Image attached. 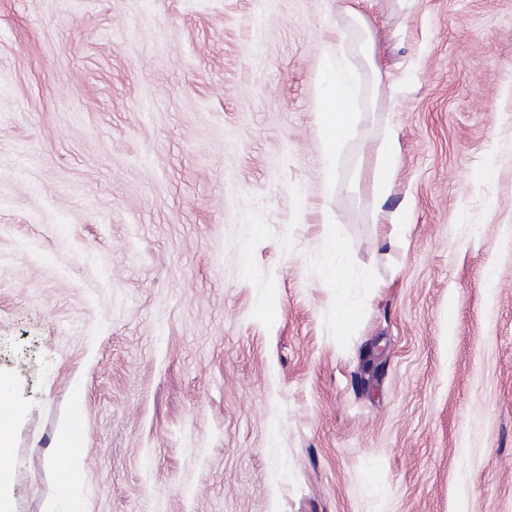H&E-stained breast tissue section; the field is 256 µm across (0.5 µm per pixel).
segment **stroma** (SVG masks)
<instances>
[{"label": "stroma", "instance_id": "35a3bbf8", "mask_svg": "<svg viewBox=\"0 0 512 512\" xmlns=\"http://www.w3.org/2000/svg\"><path fill=\"white\" fill-rule=\"evenodd\" d=\"M0 382L14 512H512V0H0ZM342 52V40L336 34V48L333 42H328L324 50L327 60L325 71L328 79L323 95L317 103L330 159H333L340 139L355 120L354 112H349L348 105L356 98V84L351 73L342 66L340 60ZM398 163V146L393 134H389L379 148L378 166L374 187L375 206L380 210L392 189V173ZM386 170V174L381 171ZM7 388L0 385V489L12 479L10 461L13 456L12 432L15 405L8 398ZM3 396V398H2ZM71 426L76 435L83 434V425L80 420H74L69 423L57 434L55 452L60 460L66 463V472L70 475L68 488L61 493L67 512H84L85 509L82 499L77 493V489L82 480V473L74 465V460L79 456L80 442H74L71 436Z\"/></svg>", "mask_w": 512, "mask_h": 512}]
</instances>
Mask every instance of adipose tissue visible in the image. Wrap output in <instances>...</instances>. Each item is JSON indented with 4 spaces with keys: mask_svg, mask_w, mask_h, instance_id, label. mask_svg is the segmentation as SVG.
I'll return each instance as SVG.
<instances>
[{
    "mask_svg": "<svg viewBox=\"0 0 512 512\" xmlns=\"http://www.w3.org/2000/svg\"><path fill=\"white\" fill-rule=\"evenodd\" d=\"M341 48L334 43H327L324 55L327 60V82L322 97L317 103L321 124L326 134V150L335 153L339 141L349 130L355 120L348 105L356 98V84L351 73L343 67L340 55ZM55 452L60 460L65 461L70 483L62 494L67 512H83L84 503L77 493L82 474L74 461L79 455L77 442L71 436L70 428H63L57 435Z\"/></svg>",
    "mask_w": 512,
    "mask_h": 512,
    "instance_id": "obj_1",
    "label": "adipose tissue"
}]
</instances>
